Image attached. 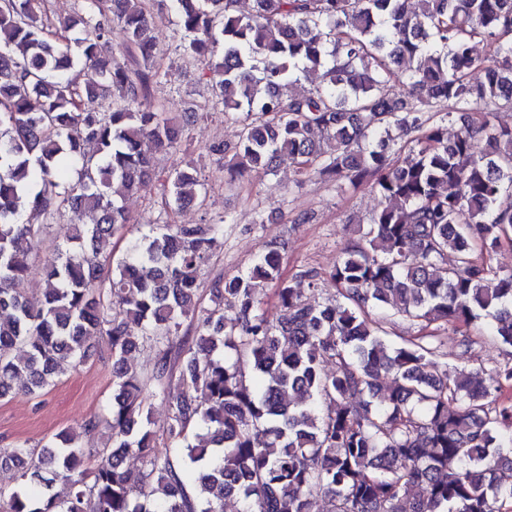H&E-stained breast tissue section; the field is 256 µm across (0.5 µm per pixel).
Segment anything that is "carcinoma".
I'll return each instance as SVG.
<instances>
[{
  "label": "carcinoma",
  "instance_id": "carcinoma-1",
  "mask_svg": "<svg viewBox=\"0 0 512 512\" xmlns=\"http://www.w3.org/2000/svg\"><path fill=\"white\" fill-rule=\"evenodd\" d=\"M168 1L183 52L216 59L217 99L238 123L233 144L213 147L230 155L225 179L268 175L286 157L298 173L368 187L379 206L329 274L338 298L317 305L282 278L271 242L245 271L214 278L203 306L222 220L152 224L114 258L130 223L123 199L143 183H157L168 213L204 205L196 170L156 167L198 114L150 101L144 0H85L54 29L38 0H0V399L55 385L95 337L112 352V420L93 416L38 451L1 447L15 485H0V512H224L228 499L310 512L318 497L327 512H509L512 363L487 379L440 371L429 337L394 339L384 324L391 311L424 327L489 318L512 348V271L474 255L512 230V127L497 122L512 103V0H416L413 11L408 0H252L247 15L239 0H157ZM114 20L128 63L99 58ZM474 38L487 48L478 84L467 79ZM315 72L320 86L291 91ZM96 100L110 110L86 106ZM430 112L454 119L456 136ZM65 211L75 220L34 309L14 284ZM272 283L274 314L262 308ZM142 347L156 349L147 379L127 363ZM148 379L167 401L158 426ZM104 423L112 446L90 469L80 440ZM130 456L140 468L125 467Z\"/></svg>",
  "mask_w": 512,
  "mask_h": 512
}]
</instances>
